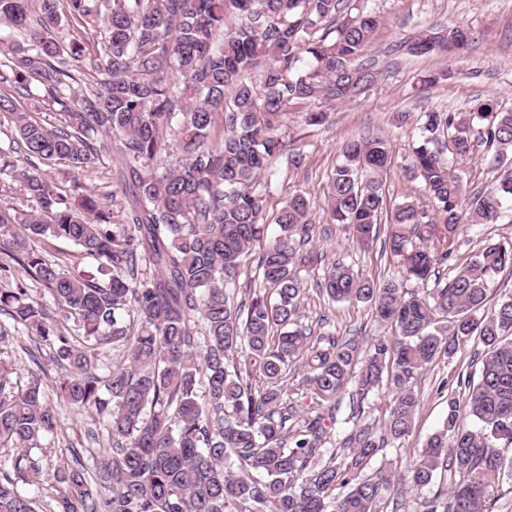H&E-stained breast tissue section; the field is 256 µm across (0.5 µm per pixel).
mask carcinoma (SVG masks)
Instances as JSON below:
<instances>
[{
    "label": "carcinoma",
    "instance_id": "1",
    "mask_svg": "<svg viewBox=\"0 0 512 512\" xmlns=\"http://www.w3.org/2000/svg\"><path fill=\"white\" fill-rule=\"evenodd\" d=\"M0 0V177L20 186L27 208H0V279L20 268L53 299L56 313L24 283L0 289V312L69 366L57 385L66 404L96 413L112 446L88 464L55 469L58 512H378L398 480L437 488L426 512H493L512 479V295L491 310L495 276L512 269V241L486 244L444 286L427 284L454 251L461 224L499 223L512 203V109L477 99L465 111L437 109L417 119L411 172L427 203L387 205L392 162L383 135L346 141L328 184L326 221L344 224L362 247L377 240L390 211L383 251L399 279L364 278L340 262L317 282L328 300L369 304L397 336L362 351L351 337L301 322V272L323 255L307 249L314 224L308 197L288 195L279 235L261 252L263 287L237 300L236 272L264 236L258 178L281 154L278 135L293 105H330L361 95L377 79L352 66L380 25L368 0ZM100 21L104 37L84 44L69 29ZM461 27L420 30L407 53L456 52ZM90 70L76 65L86 52ZM44 89L58 125L20 110L14 94ZM221 120L223 136L211 143ZM174 166L162 164L170 141ZM116 153H111V144ZM492 153L494 181L471 190L464 167L473 146ZM115 159L116 189L98 194L79 179L62 193L48 167L64 160L87 171ZM17 224L28 231L18 237ZM70 241L98 262L47 260L28 240ZM272 290L267 294L265 289ZM74 323L68 329V322ZM477 336L480 379L448 396L441 427L403 475L391 462L364 470L386 446L413 433L420 405L413 381L440 354ZM111 345L123 363L99 374ZM305 360L314 405L283 402L288 369ZM0 358V446L17 449L15 478L0 480V512H37L44 477L30 450L54 436L55 408L40 385L15 391ZM265 380L253 388L255 377ZM393 392L383 424L352 430L343 460L325 448L324 421L336 395L353 386L354 411L380 383ZM328 460H323L325 453Z\"/></svg>",
    "mask_w": 512,
    "mask_h": 512
}]
</instances>
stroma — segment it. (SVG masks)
I'll use <instances>...</instances> for the list:
<instances>
[{
  "label": "stroma",
  "mask_w": 512,
  "mask_h": 512,
  "mask_svg": "<svg viewBox=\"0 0 512 512\" xmlns=\"http://www.w3.org/2000/svg\"><path fill=\"white\" fill-rule=\"evenodd\" d=\"M381 23L360 60L373 66L378 77L359 97L330 108L327 122L320 127L303 125L298 116H290L280 131L287 151H301V168L288 166L286 155L276 159L260 178L264 184V219L268 237L279 233L277 215L288 192L301 190L311 202L315 230L310 245L323 253L326 263L350 265L363 276L395 278L399 269L383 253V240L366 250L352 243L348 232L327 223V183L340 160L343 141L384 134L390 141L392 165L383 189L388 201L421 198L423 187L410 178L406 169L418 137L416 115L433 109L465 110L474 100L497 98L504 107H512V0H371ZM459 25L473 34L464 50L453 55L414 57L403 52L402 44L420 29L433 23ZM439 73L443 79L427 91H420L421 76ZM400 112L411 113V120L397 121ZM512 239L511 224L483 226L460 225L452 255L440 266L441 278H451L470 256L487 243ZM321 271L304 274L300 312L306 325L326 322L340 336H358L362 348L375 338L394 336L395 330L376 321L369 305L334 303L319 293ZM483 346L478 337L463 341L453 356H439L415 382L420 396L415 429L403 448L387 449L388 458L406 469L418 457L421 448L442 424L449 395L460 393L459 377H478ZM0 357L12 362V385L26 387L39 381L46 401L56 403L55 388L66 369L53 358V352L38 337L10 316L0 313ZM392 397L388 385H380L364 401V413L355 416L350 392L336 398V416L327 421L331 449L355 426L381 424ZM58 427L42 455L44 472H53L70 461L72 451L91 458L109 447L110 437L96 413L74 411L58 406Z\"/></svg>",
  "instance_id": "1"
}]
</instances>
